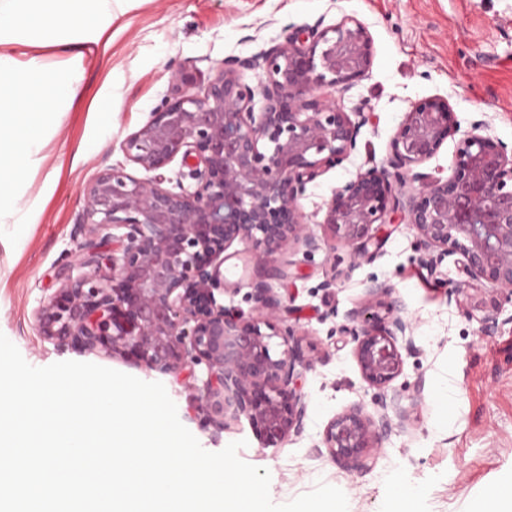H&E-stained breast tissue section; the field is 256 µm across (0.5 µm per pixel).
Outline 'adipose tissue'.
Listing matches in <instances>:
<instances>
[{
    "instance_id": "1",
    "label": "adipose tissue",
    "mask_w": 512,
    "mask_h": 512,
    "mask_svg": "<svg viewBox=\"0 0 512 512\" xmlns=\"http://www.w3.org/2000/svg\"><path fill=\"white\" fill-rule=\"evenodd\" d=\"M82 12L73 0H0V223L22 224L26 216L16 189L30 167L39 165L55 123L57 101L75 103L84 96L81 75L60 71L58 61H71V44L61 35L63 24H77ZM33 28L38 45L55 49L57 62L32 59L19 65L8 48V32Z\"/></svg>"
}]
</instances>
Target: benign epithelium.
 <instances>
[{
  "label": "benign epithelium",
  "instance_id": "benign-epithelium-1",
  "mask_svg": "<svg viewBox=\"0 0 512 512\" xmlns=\"http://www.w3.org/2000/svg\"><path fill=\"white\" fill-rule=\"evenodd\" d=\"M371 59L368 29L345 17L332 27L319 20L295 29L257 55L224 59L201 92L193 75L168 65L181 92L122 143L128 161L153 176L107 167L84 192L81 229L123 230L121 253L105 258L100 244L85 243L79 264L88 272L75 280L64 275L66 284L37 311L43 336L79 352H119L174 377L203 364L202 425L222 430L243 416L275 445L304 430L307 403L297 378L311 359L293 326L274 324L282 306L266 280L285 277V268L257 271L264 281L254 288L255 315L247 320L219 299L225 251L238 239L269 255L292 246L309 257L340 245L356 260L379 247L373 226L398 210L430 275L441 274L445 257H462L468 280L437 282L467 315L480 313V335L512 323V316L500 319L512 305V145L476 121L447 179L419 171L456 129L446 99L414 104L391 138L385 165L336 187L325 238L303 222L307 185L348 159L369 121L364 112L352 119L340 93L365 76ZM243 70L256 72L258 83H243ZM258 94L265 106L256 116L250 104ZM178 157L195 182L191 191L163 186L159 171ZM103 259L109 276L101 273ZM389 292L370 280L341 326L364 381L385 389L381 411L353 406L328 422L322 438L332 458L359 471L370 468V451L382 447L393 425L408 420L404 395L386 388L402 371V351L416 345L401 305L388 307L385 317L376 311ZM274 336L284 346L278 356Z\"/></svg>",
  "mask_w": 512,
  "mask_h": 512
}]
</instances>
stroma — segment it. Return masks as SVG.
I'll return each instance as SVG.
<instances>
[{
  "instance_id": "1",
  "label": "stroma",
  "mask_w": 512,
  "mask_h": 512,
  "mask_svg": "<svg viewBox=\"0 0 512 512\" xmlns=\"http://www.w3.org/2000/svg\"><path fill=\"white\" fill-rule=\"evenodd\" d=\"M353 17L373 43L371 67L342 98L345 111L370 116L350 157L310 183L300 201L303 220L323 234L327 203L336 186L359 172L383 165L391 138L414 103L429 97L450 101L458 123L422 169L445 179L473 121L512 143V0H112V12L65 38L84 50L74 67L83 77L85 98L59 106L44 150L45 160L29 170L19 189L24 224L0 232V333L32 366L59 361L91 362L141 380L164 384L185 426L208 451L244 441L239 457L271 474L270 496L283 504L318 483L340 488L349 512H394L393 482L414 488V512H471L492 487L512 483V324L491 336L478 333L446 288L419 264L416 234L403 224L387 225L373 258L350 260L345 248L341 276H334L325 251L306 258L276 255L287 277L271 281L287 307V318L310 341L330 343V355L302 369L307 402L301 435L266 445L247 421L223 430L202 426L197 396L205 366L172 377L121 354L80 353L46 339L36 311L64 283L60 273L77 264L84 236L75 232L84 208V189L99 171L128 162L124 139L142 127L173 94L166 68L174 64L204 83L224 58L250 57L282 42L291 27L322 21L333 26ZM112 102V127L103 130L98 100ZM264 256L238 240L221 267L224 304L251 314L256 269ZM335 279L332 293L320 291ZM391 287L414 325L416 349L404 354L392 387L413 396L423 383L421 403L409 422L394 428L369 470L357 471L318 452L328 422L350 406L376 411L381 388L364 382L350 337L340 333L343 312L358 304L370 279ZM338 315L326 318L328 309ZM453 396L442 400L443 389Z\"/></svg>"
}]
</instances>
